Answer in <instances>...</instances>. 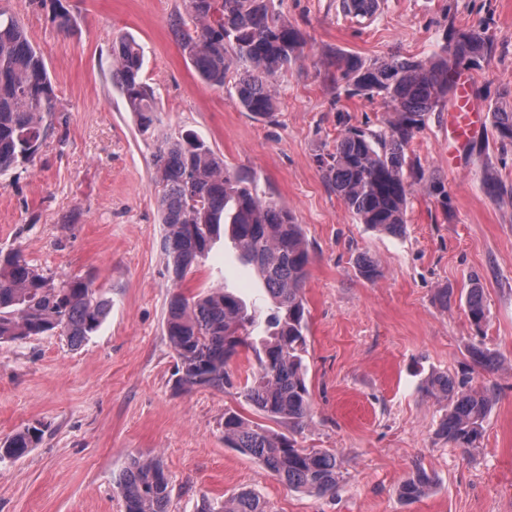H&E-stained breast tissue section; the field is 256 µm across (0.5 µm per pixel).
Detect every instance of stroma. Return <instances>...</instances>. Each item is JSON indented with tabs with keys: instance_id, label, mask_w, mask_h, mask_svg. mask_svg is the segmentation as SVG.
Segmentation results:
<instances>
[{
	"instance_id": "1",
	"label": "stroma",
	"mask_w": 512,
	"mask_h": 512,
	"mask_svg": "<svg viewBox=\"0 0 512 512\" xmlns=\"http://www.w3.org/2000/svg\"><path fill=\"white\" fill-rule=\"evenodd\" d=\"M63 2L74 19L67 33L51 8L10 7L45 61L62 122L32 163L0 174V249L59 278L91 279L112 309L77 349L56 334L0 343V441L23 427L43 432L24 457L0 462V512H124L116 480L135 457L162 461L170 512L245 490L265 512H512V145L486 131L479 150L449 165L448 108L428 113L407 151L422 177L398 236L359 224L321 166L346 129L384 130L395 117L381 98L348 95L340 55L423 58L448 26L478 28L492 52L468 68L474 103L512 109V0H377L365 18L346 15L340 0H271L306 49L273 79L277 109L266 119L243 111L232 84L198 77L171 33L183 0ZM120 34L142 45L143 78L161 96L150 135L139 134L113 79ZM182 130L303 227L313 257L303 288L313 411L296 439L336 453L333 496L288 490L225 447V411L267 422L236 392L258 368L251 349L228 363L233 388L175 386L164 332L175 290L226 287L261 311L271 305L224 238L174 287L151 158ZM487 169L507 188L503 198L484 186ZM361 256L378 264L375 282L359 275ZM475 285L488 309L479 327L465 312ZM475 344L500 360L498 371L474 370ZM468 369L497 400L478 447L466 451L438 435L446 402L426 379ZM419 467L437 486L405 502L400 486Z\"/></svg>"
}]
</instances>
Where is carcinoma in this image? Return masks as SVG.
<instances>
[{
  "label": "carcinoma",
  "instance_id": "cac0c4a2",
  "mask_svg": "<svg viewBox=\"0 0 512 512\" xmlns=\"http://www.w3.org/2000/svg\"><path fill=\"white\" fill-rule=\"evenodd\" d=\"M185 14L172 24L175 40L192 48L189 58L199 78L222 87L236 71L239 105L259 118L272 115L271 80L304 57L302 33L270 12L268 0H184ZM352 14L374 12L375 0H343ZM61 31L72 26L62 0H52ZM491 54L489 38L479 29L448 26L439 51L424 59L391 55L363 59L336 58L352 96L379 97L396 119L386 131L349 129L336 140L323 162L325 176L359 223L393 236L405 224L407 198L415 169L407 148L424 117L452 100V71ZM113 77L127 108L146 135L159 121L156 92L142 78L143 47L131 36L112 44ZM57 97L44 59L28 41L18 18L0 10V174L31 162V142L55 132ZM501 144H512V112L492 113ZM159 187L158 209L164 227V251L175 287L205 262L227 227L243 264L251 267L269 294L272 307L264 335L251 340L255 315L226 288L190 297L172 295L165 332L178 363L177 383L191 389L222 390L232 385L229 360L242 347L254 351L258 371L242 389L257 412L284 424L288 433L224 413V443L256 459L263 469L291 490L319 498L332 496L340 480L336 454L298 446L297 434L312 412L307 385V317L302 288L312 263L301 225L288 208L260 193L257 184L230 172L224 159L203 138L187 130L168 138L152 155ZM360 275L373 282L381 275L368 258L357 260ZM112 301L96 294L84 278L55 280L31 266L17 251H0V343L57 333L77 349L106 318ZM470 321L481 327L487 308L481 288L466 295ZM471 357L485 371L498 360L474 345ZM464 373H436L430 391L442 393L448 410L438 434L464 449L477 447L483 423L495 398L487 386L472 385ZM41 440V431L25 428L0 442V461L25 456ZM435 479L418 468L405 480L401 497L415 501L433 488ZM125 512H169L171 489L162 463L133 458L116 481ZM197 512H265L261 499L243 491L225 499L204 498Z\"/></svg>",
  "mask_w": 512,
  "mask_h": 512
}]
</instances>
